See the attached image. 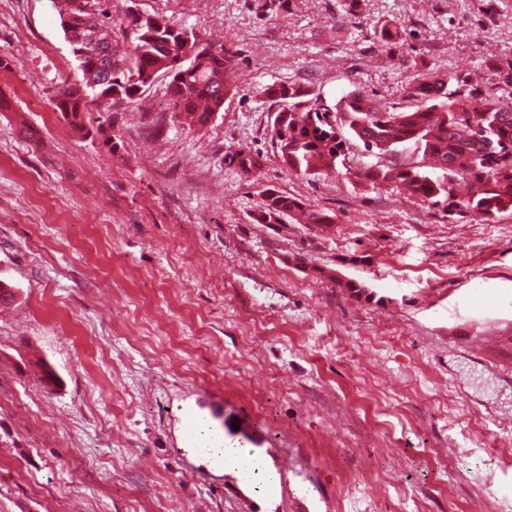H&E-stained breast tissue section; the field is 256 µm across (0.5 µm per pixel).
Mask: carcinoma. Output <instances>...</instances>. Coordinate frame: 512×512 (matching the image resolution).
I'll use <instances>...</instances> for the list:
<instances>
[{"label": "carcinoma", "mask_w": 512, "mask_h": 512, "mask_svg": "<svg viewBox=\"0 0 512 512\" xmlns=\"http://www.w3.org/2000/svg\"><path fill=\"white\" fill-rule=\"evenodd\" d=\"M97 4L60 0L61 27L70 35L72 53H81L79 81L64 82L55 99L69 127L89 136L84 115L90 105L108 103L116 94L133 103L160 74L170 78L173 108L186 113L193 124L208 125L233 91L236 53L204 45L195 33L151 15L128 19L133 49L122 51L112 43V29L102 20L106 12H97ZM261 94L277 106L273 147L297 173L321 175L336 169L345 156V139L339 133L343 125L368 150L391 153L413 144L428 160V168L442 172V177H432L412 161L392 160L356 173L374 186L405 185L422 201L442 196L448 207L464 206L487 221L512 214V101L490 90H468L453 72H419L409 89L417 105L403 111L356 90L332 108L319 105V95L300 84H268ZM340 114L349 116L342 125L336 122ZM288 214L307 224L329 221L327 215L273 189L266 190L253 220L279 224Z\"/></svg>", "instance_id": "cac0c4a2"}]
</instances>
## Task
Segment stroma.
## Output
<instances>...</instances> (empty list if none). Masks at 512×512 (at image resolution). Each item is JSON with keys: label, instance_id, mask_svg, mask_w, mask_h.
Listing matches in <instances>:
<instances>
[{"label": "stroma", "instance_id": "stroma-1", "mask_svg": "<svg viewBox=\"0 0 512 512\" xmlns=\"http://www.w3.org/2000/svg\"><path fill=\"white\" fill-rule=\"evenodd\" d=\"M236 51L233 98L183 122L158 79L91 108L76 135L53 99L77 69L54 0L0 11V512H512V215L422 202L345 166L289 171L259 90L335 105L363 89L411 106L425 68L475 88L512 55V0H111ZM396 23L401 38L375 32ZM261 164L243 173L227 155ZM274 189L326 224L252 216ZM363 286L355 294L353 285ZM242 447L291 485L237 490L195 448ZM494 472L500 485L484 476Z\"/></svg>", "mask_w": 512, "mask_h": 512}]
</instances>
